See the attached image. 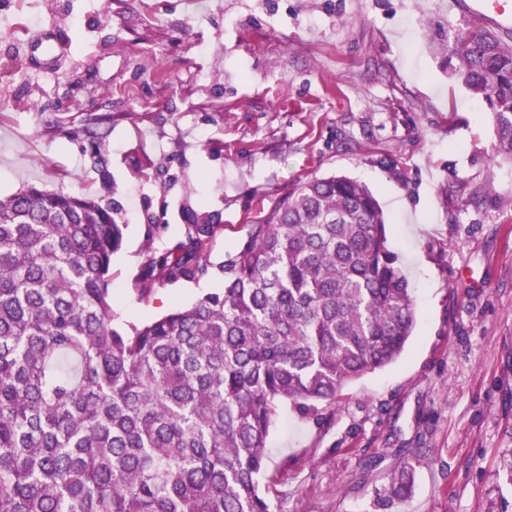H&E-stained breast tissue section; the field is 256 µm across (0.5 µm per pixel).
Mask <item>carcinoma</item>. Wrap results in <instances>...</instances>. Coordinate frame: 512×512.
<instances>
[{"label": "carcinoma", "mask_w": 512, "mask_h": 512, "mask_svg": "<svg viewBox=\"0 0 512 512\" xmlns=\"http://www.w3.org/2000/svg\"><path fill=\"white\" fill-rule=\"evenodd\" d=\"M512 162V44L470 22L448 45ZM118 204L28 186L0 199V512H272L266 439L281 406L321 423L349 383L405 351L416 319L369 188L311 177L213 267L218 217L181 209L140 294L218 270L219 292L114 327ZM381 508L409 495L412 458Z\"/></svg>", "instance_id": "cac0c4a2"}]
</instances>
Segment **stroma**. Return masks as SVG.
<instances>
[{
  "mask_svg": "<svg viewBox=\"0 0 512 512\" xmlns=\"http://www.w3.org/2000/svg\"><path fill=\"white\" fill-rule=\"evenodd\" d=\"M468 28L448 0H0V197L118 198L117 328L223 288L139 292L183 202L218 213L217 264L300 177L378 199L416 325L325 423L279 410L285 512H381L403 448L419 451L413 492L389 512H512V164L492 163L491 113L443 46ZM69 124L102 135L114 190Z\"/></svg>",
  "mask_w": 512,
  "mask_h": 512,
  "instance_id": "stroma-1",
  "label": "stroma"
}]
</instances>
